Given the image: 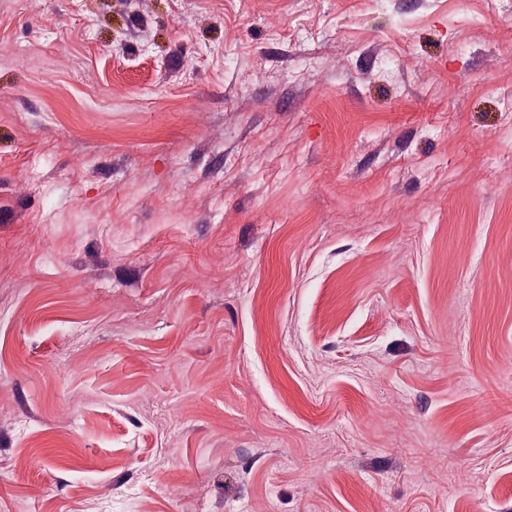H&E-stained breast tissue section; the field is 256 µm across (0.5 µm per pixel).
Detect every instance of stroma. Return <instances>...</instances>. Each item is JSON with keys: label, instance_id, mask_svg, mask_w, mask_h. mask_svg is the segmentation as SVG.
Here are the masks:
<instances>
[{"label": "stroma", "instance_id": "stroma-1", "mask_svg": "<svg viewBox=\"0 0 512 512\" xmlns=\"http://www.w3.org/2000/svg\"><path fill=\"white\" fill-rule=\"evenodd\" d=\"M0 512H512V0H0Z\"/></svg>", "mask_w": 512, "mask_h": 512}]
</instances>
